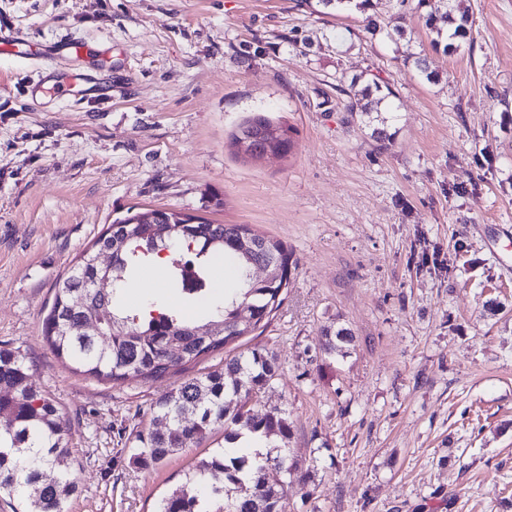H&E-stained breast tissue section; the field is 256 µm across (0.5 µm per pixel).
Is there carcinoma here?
<instances>
[{
    "instance_id": "1",
    "label": "carcinoma",
    "mask_w": 512,
    "mask_h": 512,
    "mask_svg": "<svg viewBox=\"0 0 512 512\" xmlns=\"http://www.w3.org/2000/svg\"><path fill=\"white\" fill-rule=\"evenodd\" d=\"M318 6L335 12L356 10L365 14V30L375 36L382 28L368 14L372 0H317ZM414 10L424 26L436 35L435 50L452 55V48L470 40L472 21L462 0H414ZM429 83L438 81V72L428 58L409 53L404 58ZM352 79L341 89L348 97L345 109L362 117L381 110L392 111L389 84L379 81L358 87ZM271 121L257 114L244 121L233 135L237 148L247 144L244 154L262 157L268 147L287 154L293 147V129H283L286 138L270 132ZM143 235L125 224H111L83 251L79 261L61 278L53 302L43 322V332L52 351L75 366V372L101 381L159 379L179 366L195 362L226 348L249 335L283 302L284 279L256 282L249 276L254 263L264 261L270 270L290 261L284 243L273 237L252 234L246 224H213L203 217L185 224L181 213L168 209H143ZM176 242L194 257L167 270L169 278L185 285L195 281V294L204 307L202 319L189 318L159 303L145 312L119 306L120 287L131 280L136 269ZM102 249L112 250L108 269L95 263ZM216 265L228 266L238 278L231 295L211 291L209 272ZM104 281L102 291L82 308H72V298L86 292L88 280ZM96 324L99 334L86 335L85 325ZM324 352L345 354L352 334L340 328L325 334ZM183 348L176 360L169 351ZM277 357L253 349L247 356L224 359V367L188 379L162 393L153 406V420L160 427L138 435L142 444L137 459L144 466L157 465L172 455L209 439L224 428L230 442L246 430L267 439L291 437L288 416L278 408L255 412L242 418L240 395L228 378L242 382V393L265 392L276 376ZM69 455L64 442L58 409L33 385L24 356L0 349V493H16L31 502L36 512H67L66 504L77 491L72 472L63 466ZM288 456L271 453L224 454L218 448L198 457L184 474L182 483L166 493L156 512H285L284 480Z\"/></svg>"
}]
</instances>
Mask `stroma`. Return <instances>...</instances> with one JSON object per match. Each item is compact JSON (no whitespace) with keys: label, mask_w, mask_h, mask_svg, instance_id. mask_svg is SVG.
I'll return each mask as SVG.
<instances>
[{"label":"stroma","mask_w":512,"mask_h":512,"mask_svg":"<svg viewBox=\"0 0 512 512\" xmlns=\"http://www.w3.org/2000/svg\"><path fill=\"white\" fill-rule=\"evenodd\" d=\"M374 3L373 39L361 13L304 0H0V22L30 38L0 52V348L25 356L59 410L68 512H155L203 453L136 461L155 400L255 348L278 357L259 407L292 426L286 512H504L512 499V0H465L472 39L450 57L411 0ZM63 38L111 43V101L30 103L33 53ZM356 76L391 85V140L345 112ZM257 112L294 129L289 154L233 146ZM141 208L281 240L288 292L252 335L161 380L87 379L43 320L81 253ZM136 278L127 307L190 310L152 268ZM339 328L353 341L331 358L324 332Z\"/></svg>","instance_id":"1"}]
</instances>
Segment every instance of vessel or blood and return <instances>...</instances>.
Wrapping results in <instances>:
<instances>
[{"label":"vessel or blood","instance_id":"1","mask_svg":"<svg viewBox=\"0 0 512 512\" xmlns=\"http://www.w3.org/2000/svg\"><path fill=\"white\" fill-rule=\"evenodd\" d=\"M48 54H66L71 57L86 59L84 68L76 71H59L50 69L40 74L37 81L29 83L27 94L30 101H37L45 88H52L57 94L67 97L73 104H81L84 93L99 92L98 76L104 69L105 61L111 60L110 46L99 45L95 54L86 55L83 42L72 39L50 45Z\"/></svg>","mask_w":512,"mask_h":512}]
</instances>
